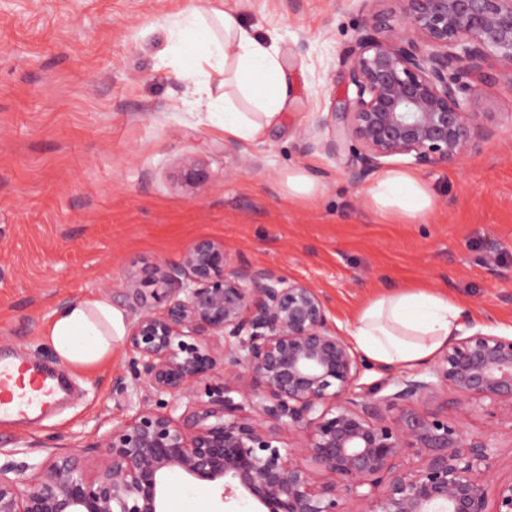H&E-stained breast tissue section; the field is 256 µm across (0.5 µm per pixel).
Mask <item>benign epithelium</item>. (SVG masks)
Listing matches in <instances>:
<instances>
[{
  "label": "benign epithelium",
  "instance_id": "benign-epithelium-1",
  "mask_svg": "<svg viewBox=\"0 0 512 512\" xmlns=\"http://www.w3.org/2000/svg\"><path fill=\"white\" fill-rule=\"evenodd\" d=\"M395 2L363 19L344 70L355 96L319 123L355 185L389 157L457 162L492 134L473 110L485 66L512 70V0ZM178 177L200 186L209 172L190 159ZM122 288L139 303L127 344L146 395L90 447L0 462V512H163L170 473L261 512H512V479L491 480L512 447V336L454 335L433 366L372 389L324 294L221 241L197 238ZM476 413L485 430L472 433Z\"/></svg>",
  "mask_w": 512,
  "mask_h": 512
}]
</instances>
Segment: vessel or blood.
<instances>
[{"label":"vessel or blood","mask_w":512,"mask_h":512,"mask_svg":"<svg viewBox=\"0 0 512 512\" xmlns=\"http://www.w3.org/2000/svg\"><path fill=\"white\" fill-rule=\"evenodd\" d=\"M67 385L50 373L28 371L0 358V420L34 421L64 398Z\"/></svg>","instance_id":"vessel-or-blood-1"}]
</instances>
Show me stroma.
Listing matches in <instances>:
<instances>
[{
    "label": "stroma",
    "instance_id": "stroma-1",
    "mask_svg": "<svg viewBox=\"0 0 512 512\" xmlns=\"http://www.w3.org/2000/svg\"><path fill=\"white\" fill-rule=\"evenodd\" d=\"M227 7L287 53L291 103L262 142L225 137L184 100L166 49L168 18ZM368 0H0V353L55 367L40 331L51 312L108 294L127 320L131 273L179 261L196 238L307 279L345 329L369 295L412 282L447 289L463 335L512 334V71L493 66L475 109L495 137L448 166L420 170L435 196L415 224L378 215L345 175L348 152L303 151L304 134L349 90L344 61ZM316 130V129H315ZM205 163L200 189L178 185ZM301 168L316 204L282 183ZM131 352L101 372L68 371L72 390L35 423L0 424V454L35 464L86 447L130 413ZM165 512H253L171 474ZM178 177L186 185L200 186L209 178V172L198 161L190 159L179 170Z\"/></svg>",
    "mask_w": 512,
    "mask_h": 512
}]
</instances>
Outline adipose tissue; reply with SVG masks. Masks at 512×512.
<instances>
[{"mask_svg":"<svg viewBox=\"0 0 512 512\" xmlns=\"http://www.w3.org/2000/svg\"><path fill=\"white\" fill-rule=\"evenodd\" d=\"M169 51L183 61L190 102L225 136L261 140L289 105L284 53L230 9H183L169 19ZM373 210L415 223L433 208L428 185L411 172L390 170L369 188ZM461 310L447 290L406 286L382 291L354 314L350 340L371 364L413 369L438 357L458 328ZM127 332L110 297L94 294L57 307L40 332L63 365L92 371L108 365Z\"/></svg>","mask_w":512,"mask_h":512,"instance_id":"ef3b65f1","label":"adipose tissue"}]
</instances>
